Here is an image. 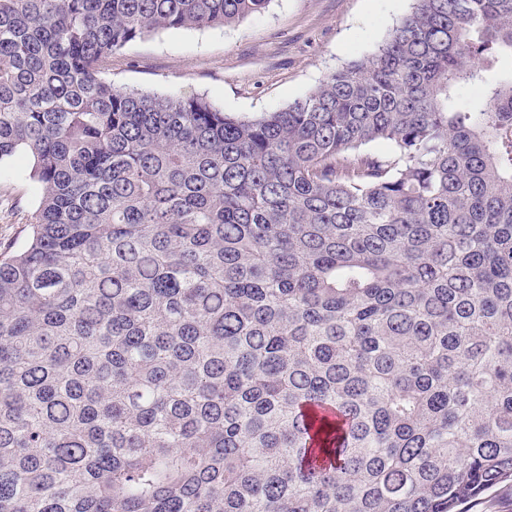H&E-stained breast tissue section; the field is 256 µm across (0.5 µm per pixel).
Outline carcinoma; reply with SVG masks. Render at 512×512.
<instances>
[{
  "label": "carcinoma",
  "instance_id": "cac0c4a2",
  "mask_svg": "<svg viewBox=\"0 0 512 512\" xmlns=\"http://www.w3.org/2000/svg\"><path fill=\"white\" fill-rule=\"evenodd\" d=\"M270 2L0 0V163L41 191L0 255V512H466L512 482V0H413L255 118L100 75Z\"/></svg>",
  "mask_w": 512,
  "mask_h": 512
}]
</instances>
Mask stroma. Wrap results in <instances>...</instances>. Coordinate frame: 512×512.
Returning <instances> with one entry per match:
<instances>
[{"mask_svg":"<svg viewBox=\"0 0 512 512\" xmlns=\"http://www.w3.org/2000/svg\"><path fill=\"white\" fill-rule=\"evenodd\" d=\"M410 0H271L236 24L165 30L113 55L102 76L120 89L204 96L235 116L285 108L348 59L372 51ZM28 160L0 166V243L22 245L39 204Z\"/></svg>","mask_w":512,"mask_h":512,"instance_id":"stroma-1","label":"stroma"}]
</instances>
